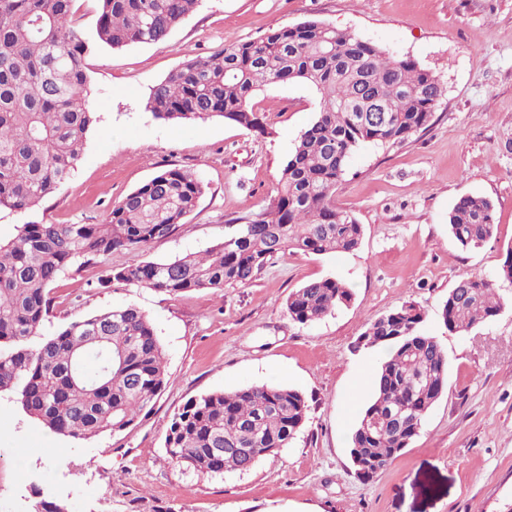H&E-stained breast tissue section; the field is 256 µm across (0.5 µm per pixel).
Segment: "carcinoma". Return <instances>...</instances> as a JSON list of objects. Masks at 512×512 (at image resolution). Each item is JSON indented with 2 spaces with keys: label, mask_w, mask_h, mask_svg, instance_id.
Returning <instances> with one entry per match:
<instances>
[{
  "label": "carcinoma",
  "mask_w": 512,
  "mask_h": 512,
  "mask_svg": "<svg viewBox=\"0 0 512 512\" xmlns=\"http://www.w3.org/2000/svg\"><path fill=\"white\" fill-rule=\"evenodd\" d=\"M74 0H0V207L23 213L52 195L77 169L97 106L85 58L102 46L165 40L199 0H97L93 28L73 20ZM304 82L320 97L314 122L281 169L276 195L254 216L235 217V231L203 255L108 266L99 279L172 295L226 284L247 285L291 249L322 255L355 250L362 225L336 206V185L361 145L409 141L432 123L442 98L438 76L409 56L324 21L308 19L265 37L224 47L173 70L145 104L164 121L223 118L272 134L251 105L272 83ZM387 101L391 120L362 125L359 112ZM205 185L192 171L167 168L112 206L105 224H22L0 244V391L51 432L87 440L128 428L167 384L162 346L149 317L118 307L60 328L47 339L53 286L78 262L115 251H143L169 238L196 208ZM448 232L461 248L493 237L494 205L466 194L448 212ZM340 281H310L287 299L291 319L321 320L348 303ZM493 280L461 277L441 316L463 333L499 314ZM424 313L411 303L369 322L361 341L387 356L373 397L351 435L352 460L367 479L408 447L448 387V358L422 330ZM309 413L306 397L284 386L247 385L189 398L165 437L170 459L196 472L244 473L296 439ZM222 448L216 456L213 449Z\"/></svg>",
  "instance_id": "obj_1"
}]
</instances>
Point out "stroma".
Returning <instances> with one entry per match:
<instances>
[{
  "mask_svg": "<svg viewBox=\"0 0 512 512\" xmlns=\"http://www.w3.org/2000/svg\"><path fill=\"white\" fill-rule=\"evenodd\" d=\"M319 19L352 31L439 76L444 93L429 129L393 147L363 145L336 187L338 207L363 228L350 252L300 250L271 260L248 285L170 296L112 282L104 264L164 261L222 242L229 218L261 212L319 107L302 82L274 83L252 99L261 135L221 118L154 119L153 86L225 45ZM101 120L75 174L40 205L0 209V242L18 225L103 224L114 203L161 170H190L205 193L178 233L144 251H118L61 275L45 334L133 305L163 347L168 384L127 429L73 441L28 417L0 392V512H33L42 499L67 512H512V282L498 273L512 248V0H200L161 42L101 48L86 59ZM489 198L495 232L458 248L448 212L461 195ZM495 279L503 309L463 334L440 317L456 281ZM334 278L351 302L318 322L291 319L303 284ZM448 354V387L419 434L385 468L359 479L350 436L372 397L386 351L359 342L367 323L403 304ZM252 384L306 397L303 431L246 473L183 470L165 448L191 397Z\"/></svg>",
  "mask_w": 512,
  "mask_h": 512,
  "instance_id": "obj_1",
  "label": "stroma"
}]
</instances>
